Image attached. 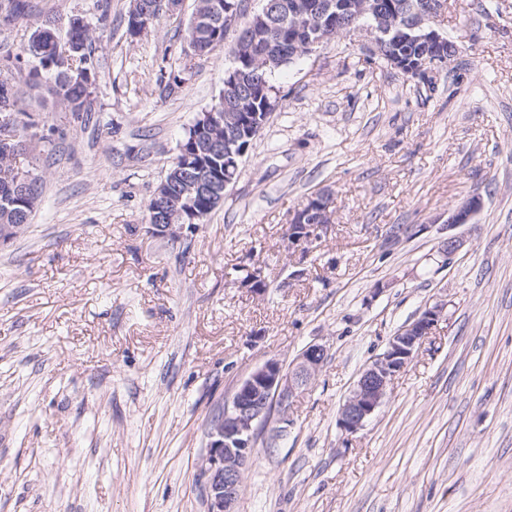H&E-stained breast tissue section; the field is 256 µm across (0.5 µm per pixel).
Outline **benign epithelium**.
<instances>
[{
    "label": "benign epithelium",
    "instance_id": "benign-epithelium-1",
    "mask_svg": "<svg viewBox=\"0 0 512 512\" xmlns=\"http://www.w3.org/2000/svg\"><path fill=\"white\" fill-rule=\"evenodd\" d=\"M261 2V8L250 16L243 14L239 6L220 10L224 18V39L230 38L234 45H239L238 35L243 26L250 27L281 9L278 0ZM446 10L447 0H426L400 24L380 11L374 0H325L316 6L317 23L296 24L295 53L310 55L317 47L338 36L367 31L372 34L370 55L385 59L387 65L405 76L432 84L439 70L454 57L453 50L435 56L425 53L415 62L403 54L390 52V48L400 41L423 48L432 44L448 45V38L435 27L437 18ZM339 13L351 17L349 25L343 29L336 27ZM219 101L218 111L203 112L196 119L198 130L205 133L200 144L194 146V152H186L181 159L175 160L172 176L178 183L176 190H171L169 181L164 180L153 193L158 215L154 216L151 228L156 234H176L187 225L197 226V221L203 219L192 206L198 196L207 197L214 208L224 202V193L236 181L239 163L249 150L248 138L263 128L268 110L273 107V100L269 99L262 111L246 114L242 108L248 100L240 97L234 101L240 111L225 112L224 97H219ZM15 129L14 115L1 113L0 149L7 155L12 153L13 142L17 139ZM332 204L333 200L326 193L309 197L289 224L288 246L303 248L320 239L331 221ZM481 204L479 195L470 197L452 211L448 225L471 223ZM443 307L444 304L437 303L398 329L386 350L361 371L339 412L338 424L343 431L352 434L360 430L384 403L395 377L411 362L423 339L431 334ZM325 357V346L311 343L302 349L288 369H283L276 360H269L241 383L231 404L224 408L223 417L208 434L207 451L200 467L208 512H233L244 471L254 454L258 430L278 408L281 409L280 422L288 423L284 408L292 403L299 391L312 383Z\"/></svg>",
    "mask_w": 512,
    "mask_h": 512
}]
</instances>
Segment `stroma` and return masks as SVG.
<instances>
[{"mask_svg": "<svg viewBox=\"0 0 512 512\" xmlns=\"http://www.w3.org/2000/svg\"><path fill=\"white\" fill-rule=\"evenodd\" d=\"M30 0L0 59L42 22L89 23L87 124L25 98L43 192L0 244V512H208L209 425L270 359L325 345L288 426L257 436L236 512H512V0H449L457 53L434 84L337 38L273 77L275 107L224 202L153 234L147 205L224 89L232 43L189 57L184 0L130 36V0ZM331 224L289 249L293 212ZM472 223L448 228L471 194ZM464 241L453 256L441 245ZM261 265L268 287L244 283ZM444 313L366 425L339 408L389 339ZM329 194L318 193L310 196L293 215L288 227V247L311 245L321 238L323 230L331 221Z\"/></svg>", "mask_w": 512, "mask_h": 512, "instance_id": "35a3bbf8", "label": "stroma"}]
</instances>
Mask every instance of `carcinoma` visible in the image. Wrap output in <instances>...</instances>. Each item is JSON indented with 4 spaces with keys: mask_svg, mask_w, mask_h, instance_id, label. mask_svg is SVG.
Returning a JSON list of instances; mask_svg holds the SVG:
<instances>
[{
    "mask_svg": "<svg viewBox=\"0 0 512 512\" xmlns=\"http://www.w3.org/2000/svg\"><path fill=\"white\" fill-rule=\"evenodd\" d=\"M294 2L296 0H283L281 12L268 23L265 39L255 42L250 32H245L234 70L242 71L243 91L248 97L256 99L261 92L270 94L273 75L295 59L291 45L294 20L288 17V4ZM29 9L28 0H0V25H11L24 19ZM186 39L191 43L192 54H208L223 47L224 26L208 24L198 31L188 28ZM68 41L72 43L69 49L59 40L55 26L46 23L32 32L22 52L5 64L4 70L16 71L32 88L46 89L54 99L66 104L79 120L83 113L91 111L89 98L97 78L92 38L82 18H71ZM2 104L14 113L18 138H23L24 130L32 125L31 115L18 107L10 82L1 78ZM16 162L15 157L0 155V222L27 225L31 210L24 205V198L17 195L19 173Z\"/></svg>",
    "mask_w": 512,
    "mask_h": 512,
    "instance_id": "obj_1",
    "label": "carcinoma"
}]
</instances>
